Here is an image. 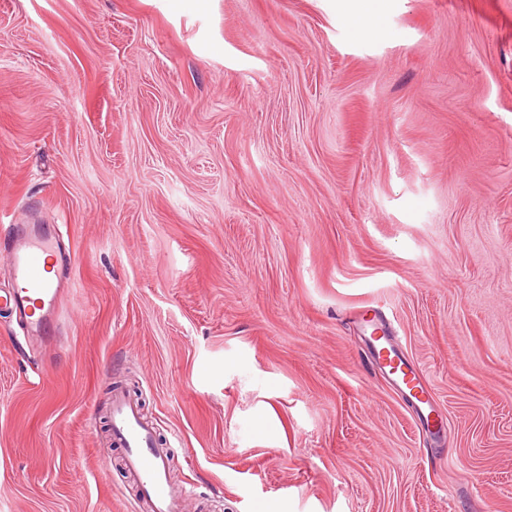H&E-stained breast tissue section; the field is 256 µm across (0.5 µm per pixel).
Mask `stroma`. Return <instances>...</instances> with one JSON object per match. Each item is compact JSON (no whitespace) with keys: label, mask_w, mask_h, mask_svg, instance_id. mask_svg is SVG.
I'll list each match as a JSON object with an SVG mask.
<instances>
[{"label":"stroma","mask_w":512,"mask_h":512,"mask_svg":"<svg viewBox=\"0 0 512 512\" xmlns=\"http://www.w3.org/2000/svg\"><path fill=\"white\" fill-rule=\"evenodd\" d=\"M0 0V512H137L122 383L187 512H512V0ZM417 365L433 437L373 362ZM7 246L12 288L3 301L25 327L29 339L53 336L62 275L74 259L40 224H9Z\"/></svg>","instance_id":"obj_1"}]
</instances>
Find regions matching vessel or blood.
Here are the masks:
<instances>
[{"label":"vessel or blood","instance_id":"obj_1","mask_svg":"<svg viewBox=\"0 0 512 512\" xmlns=\"http://www.w3.org/2000/svg\"><path fill=\"white\" fill-rule=\"evenodd\" d=\"M12 287L4 303L23 324L28 338L54 335L62 275L72 259L62 254L56 239L37 224H11L4 238ZM370 337L377 343L376 360L397 390L409 397L422 428L443 433L445 421L437 412L423 376L405 366L386 336L383 323L372 320ZM112 438L125 450V464L134 475L140 497L149 512H185L182 489L170 477L172 461L167 449L154 440L138 405L121 390L112 392Z\"/></svg>","mask_w":512,"mask_h":512}]
</instances>
